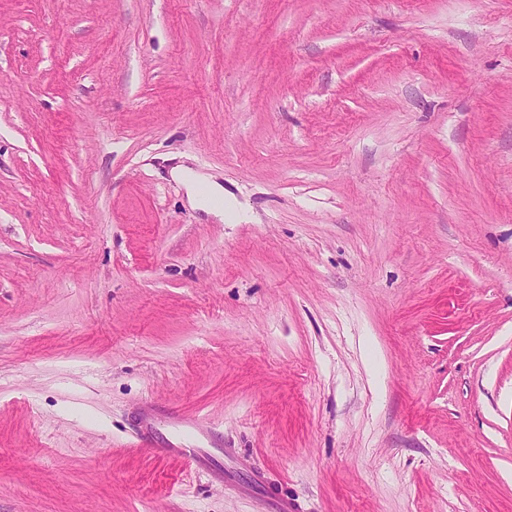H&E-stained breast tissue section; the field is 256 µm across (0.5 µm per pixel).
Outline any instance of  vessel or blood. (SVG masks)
Wrapping results in <instances>:
<instances>
[{"instance_id":"1","label":"vessel or blood","mask_w":512,"mask_h":512,"mask_svg":"<svg viewBox=\"0 0 512 512\" xmlns=\"http://www.w3.org/2000/svg\"><path fill=\"white\" fill-rule=\"evenodd\" d=\"M166 423L170 438L162 450L164 456L181 459L191 471L205 475L211 483L224 484L229 475L215 462L223 454L224 439L216 430H203L199 415L177 413L159 420L155 406L144 403L138 411L137 441L139 446L154 443L158 423Z\"/></svg>"}]
</instances>
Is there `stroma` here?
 I'll return each instance as SVG.
<instances>
[{
    "label": "stroma",
    "mask_w": 512,
    "mask_h": 512,
    "mask_svg": "<svg viewBox=\"0 0 512 512\" xmlns=\"http://www.w3.org/2000/svg\"><path fill=\"white\" fill-rule=\"evenodd\" d=\"M280 490L512 512V0H0V512ZM159 422L156 407L145 402L138 411L137 441L139 447H150L154 444L155 433ZM170 439L164 448H158L167 457L180 458L191 471L205 475L211 483L224 485L230 476L224 466L215 463L217 455L229 454L224 439L215 428L206 433L199 414L177 413L167 416Z\"/></svg>",
    "instance_id": "stroma-1"
}]
</instances>
